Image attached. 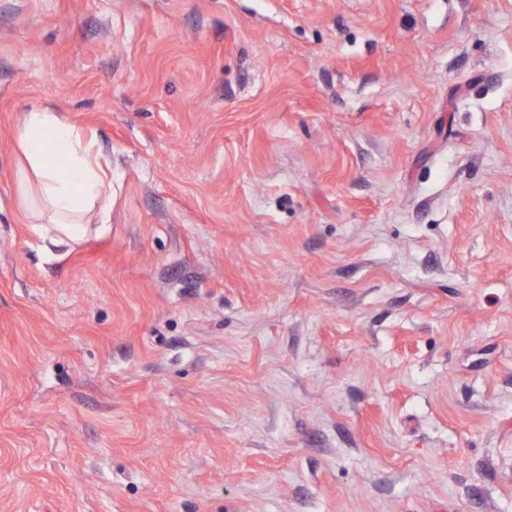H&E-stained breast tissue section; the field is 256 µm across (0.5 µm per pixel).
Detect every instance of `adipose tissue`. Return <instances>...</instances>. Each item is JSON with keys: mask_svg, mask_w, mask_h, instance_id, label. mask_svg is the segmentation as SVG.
Masks as SVG:
<instances>
[{"mask_svg": "<svg viewBox=\"0 0 512 512\" xmlns=\"http://www.w3.org/2000/svg\"><path fill=\"white\" fill-rule=\"evenodd\" d=\"M16 143L26 160L18 172L23 206L47 215L54 231L51 244L80 240L86 216L106 213L112 198V175L94 142L44 107L21 114Z\"/></svg>", "mask_w": 512, "mask_h": 512, "instance_id": "obj_1", "label": "adipose tissue"}]
</instances>
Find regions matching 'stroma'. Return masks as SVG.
<instances>
[{
	"label": "stroma",
	"mask_w": 512,
	"mask_h": 512,
	"mask_svg": "<svg viewBox=\"0 0 512 512\" xmlns=\"http://www.w3.org/2000/svg\"><path fill=\"white\" fill-rule=\"evenodd\" d=\"M0 512H512V0H0ZM16 143L27 166L18 172L25 214L29 207L47 214L56 236L44 224L33 228L44 241L60 245L77 242L86 233V216L98 209L106 215L112 198V171L104 168L99 151L83 131L48 107L22 112ZM35 178L37 193L28 195Z\"/></svg>",
	"instance_id": "stroma-1"
}]
</instances>
